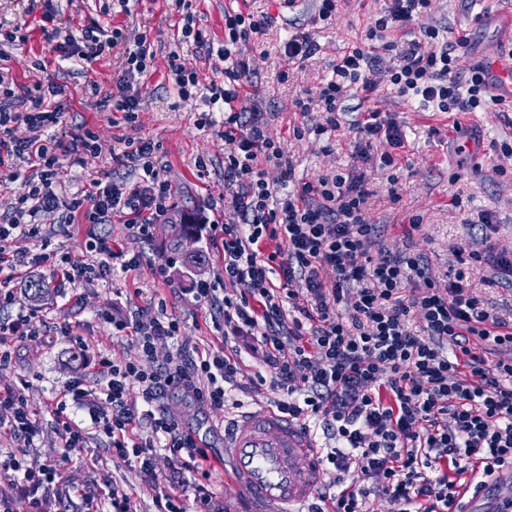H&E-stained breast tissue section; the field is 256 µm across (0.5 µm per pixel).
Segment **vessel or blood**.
Segmentation results:
<instances>
[{
    "label": "vessel or blood",
    "mask_w": 512,
    "mask_h": 512,
    "mask_svg": "<svg viewBox=\"0 0 512 512\" xmlns=\"http://www.w3.org/2000/svg\"><path fill=\"white\" fill-rule=\"evenodd\" d=\"M492 91L512 101V57L491 67ZM321 450L274 408L242 411L224 427V471L258 512H303L321 477Z\"/></svg>",
    "instance_id": "b4317fda"
}]
</instances>
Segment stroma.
<instances>
[{
	"label": "stroma",
	"instance_id": "35a3bbf8",
	"mask_svg": "<svg viewBox=\"0 0 512 512\" xmlns=\"http://www.w3.org/2000/svg\"><path fill=\"white\" fill-rule=\"evenodd\" d=\"M59 12L54 27L72 34H80L83 25L96 20L114 22L122 26L128 36L150 30L157 50L150 77L144 79L142 112L134 128L115 126L111 115L102 111L95 98L85 92L87 84L94 83L102 91H109L122 68L118 56L107 55L88 65L68 62L49 65L40 72L32 67L37 58L47 56L49 45L43 32L41 9L30 6V0H0V24L5 29L22 27L29 39L25 44L10 47V67L17 79L24 83L53 79L67 89L64 122L60 127L62 138H69L82 124L93 126L99 135L100 153L87 165L64 166L63 180L70 189H86L103 171L112 166V151L122 137L146 138L159 147L158 157L166 166L165 177L171 184V199L177 210L190 211L222 224L236 223L234 213L224 210L218 200L224 193V139L217 128L199 127L196 119L198 102H177L172 90L165 85L166 55L181 24V16L171 0H140L131 14H103V7L113 0H53ZM249 4L251 9L275 15L276 21L266 35L243 44L241 52L254 59L256 70L246 86L256 103L259 118L268 122L270 130L284 145L290 169L274 170L279 180L291 184L312 181L319 176L345 167L350 161L357 134L353 122L359 112L345 115L331 146H324L315 136L294 139L293 126L315 123L319 115L312 112L301 116L294 112L292 101L303 90L318 86L332 73V67L345 52L356 45L363 31L373 21L383 0H347L333 25L317 29L315 38L320 50L304 64L288 62L280 52L281 42L289 33L305 27L315 12L314 0H298L295 9L280 13L276 0H197L194 6L200 28L215 41L224 39V13ZM499 6L498 0H478L467 5L466 0H434L432 13L426 17L429 25L446 27L449 39L469 34L471 47L464 56V64L500 56L503 46L512 42L490 23ZM288 71L287 83L276 76ZM364 109L378 108L394 113L401 122L405 144L400 150L399 170L390 172L375 165H367L369 188L374 193L371 219L389 226L391 239L402 236V225L410 215L418 214L423 224L415 235L419 249L424 250L436 274L448 272L456 263L451 251L453 244L468 241V221L477 220L483 211H490L498 227L499 246L512 247V179L499 176L498 168L512 169V156L503 155L502 144H512V112L489 107L455 117L425 109L419 102L405 100L390 86L378 84L363 104ZM208 161L207 173H200L199 158ZM398 177L401 201L391 204L388 189L391 177ZM461 195L462 208H454L450 200ZM109 235L116 247L145 252L152 268L141 272H115L90 285L66 288L50 294L42 313L52 326L71 325L74 334L90 344L89 355L104 353L126 357L135 352L133 338L112 335L98 319L101 309H112L124 314L130 307H138L153 314L160 307L177 314L186 326L191 341L205 344L214 336L206 308L201 307L184 289L189 281L171 275L161 278L159 269L171 270L179 264L180 256L167 251L170 238L177 227L163 221L155 224L150 241L131 238L124 224L112 222L89 226L63 225L57 218L45 219L43 235L18 241L17 246L36 258L33 271H18L12 285L24 290L31 274L49 277L62 252L81 255L88 232ZM12 361L0 368V386L27 379L31 386L26 395L35 418L42 428L26 455L42 464L53 463L67 485L94 487L109 481L131 489L136 495L139 512H157L154 493L149 490L139 473L126 465L113 463L97 443H90L82 452H67L53 432L51 418L45 405L55 392L73 376L79 361L70 352L65 337L47 342L38 338L20 339L13 343ZM264 369L254 361H246L239 377L241 386L233 390L223 409L203 412L193 402L173 398L184 426L211 432L210 441L216 448L224 446V424L235 419L239 411L272 405L278 394L269 385L260 383Z\"/></svg>",
	"mask_w": 512,
	"mask_h": 512
}]
</instances>
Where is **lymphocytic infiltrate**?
Listing matches in <instances>:
<instances>
[{"label": "lymphocytic infiltrate", "instance_id": "lymphocytic-infiltrate-1", "mask_svg": "<svg viewBox=\"0 0 512 512\" xmlns=\"http://www.w3.org/2000/svg\"><path fill=\"white\" fill-rule=\"evenodd\" d=\"M432 4L385 0L331 77L295 99V111L304 115L321 105L324 120L294 126V137H331L346 100L372 92L380 81L438 112L485 110L493 99L486 66L477 62L461 70L468 39L451 40L444 27L423 25ZM174 6L183 25L164 78L180 100L205 99L200 127H222L224 207L238 218L206 225L224 263L217 281L197 278L188 293L208 309L215 331L239 344L229 352L220 343L189 345L183 321L164 310L147 317L132 308L118 317L101 309L100 321L113 334L133 336L137 354L97 356L91 372L64 385L50 406L63 448L103 442L114 461L144 476L156 492L158 512H223L209 488L221 456L183 426L171 399H189L205 411L223 409L249 358L269 372L271 388L280 393L277 409L302 425L318 423L334 440L324 456L336 471L334 512H370L367 500L375 491L387 496L393 512H468L467 492L481 493L512 470V319L489 309L468 274L488 267L489 285H512V248L495 243L497 226L488 211L479 218L481 248L453 245L458 266L442 277L411 245L421 215L409 216L402 244L389 241L386 225L369 217L373 192L364 167L375 161L396 168L404 137L401 123L378 109L356 124L352 164L291 188L269 178V168L282 167L286 157L247 104L244 89L255 67L238 46L266 35L273 16L225 11L224 40L217 44L197 28L193 0H174ZM395 31L409 34V41L392 39ZM27 40L18 27L0 37V178L20 185L11 212L0 217V311L16 309L13 274L34 264L8 245L38 235L45 217L61 213L69 224L118 220L146 238L171 210L157 148L143 139L125 140L111 169L90 189L66 191L64 162L81 166L97 156L98 136L83 126L71 143L58 140L65 87L19 83L4 65L6 46ZM48 41L60 62L89 64L117 51L122 76L99 106L112 113L113 124L136 125L142 99L137 81L154 59L148 34L131 38L121 27L94 21L80 35L56 31ZM188 46L221 81L201 83L185 65ZM386 55L393 63L385 68ZM378 142L387 143L388 151L375 153ZM130 167L143 172L133 184L119 176ZM145 262L143 253L117 249L109 237L93 234L84 257L60 254L50 282L59 292L116 268L141 269ZM220 281L227 293L218 292ZM47 333L34 310L0 320V364L10 363L15 339ZM163 341L172 349L161 358L156 346ZM79 410L88 412L89 423L76 420ZM1 428L26 448L39 435L24 388L0 389ZM161 450L179 460L163 474L155 469ZM2 475L12 489L0 492V512H18L21 500L28 512H50L60 489L54 465H34L0 448Z\"/></svg>", "mask_w": 512, "mask_h": 512}]
</instances>
